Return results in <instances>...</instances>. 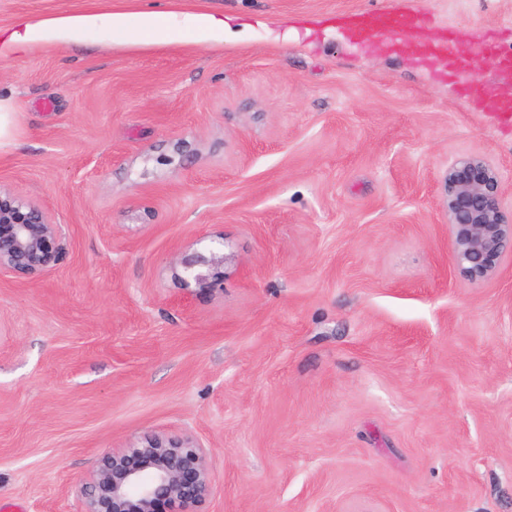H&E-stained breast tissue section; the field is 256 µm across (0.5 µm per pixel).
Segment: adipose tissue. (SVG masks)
I'll return each mask as SVG.
<instances>
[{
  "instance_id": "ef3b65f1",
  "label": "adipose tissue",
  "mask_w": 512,
  "mask_h": 512,
  "mask_svg": "<svg viewBox=\"0 0 512 512\" xmlns=\"http://www.w3.org/2000/svg\"><path fill=\"white\" fill-rule=\"evenodd\" d=\"M174 13H148L142 18V25L137 29H125L124 16L112 12L109 6H102L95 12L80 14H59L36 20L24 19L17 23L11 32L7 45L21 51L39 43L64 42L78 38L89 30L102 25L121 31L122 44L129 46L145 45V31L155 30L161 24L174 21Z\"/></svg>"
}]
</instances>
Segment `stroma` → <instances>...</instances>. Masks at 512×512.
Instances as JSON below:
<instances>
[{"label":"stroma","mask_w":512,"mask_h":512,"mask_svg":"<svg viewBox=\"0 0 512 512\" xmlns=\"http://www.w3.org/2000/svg\"><path fill=\"white\" fill-rule=\"evenodd\" d=\"M99 0H0V33ZM206 13L130 49L107 31L0 54V188L64 236L0 272V504L82 512L106 453L204 448L193 512H512V259L454 267L443 180L479 154L512 209V99L475 59L349 42L339 13L417 14L429 38L512 52V0H112ZM224 239V285L176 256ZM185 19L197 29L201 41H219L224 43V19L207 14L188 15Z\"/></svg>","instance_id":"1"}]
</instances>
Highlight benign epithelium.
I'll use <instances>...</instances> for the list:
<instances>
[{
  "label": "benign epithelium",
  "mask_w": 512,
  "mask_h": 512,
  "mask_svg": "<svg viewBox=\"0 0 512 512\" xmlns=\"http://www.w3.org/2000/svg\"><path fill=\"white\" fill-rule=\"evenodd\" d=\"M453 260L470 280L493 275L512 256V217L501 181L482 156L463 157L444 179ZM62 227L38 204L0 190V271L30 279L57 261ZM175 277L199 289L224 284V241L179 254ZM212 491L206 451L191 440L151 436L138 446L101 457L82 486L83 512H160L165 505L200 502Z\"/></svg>",
  "instance_id": "obj_1"
}]
</instances>
